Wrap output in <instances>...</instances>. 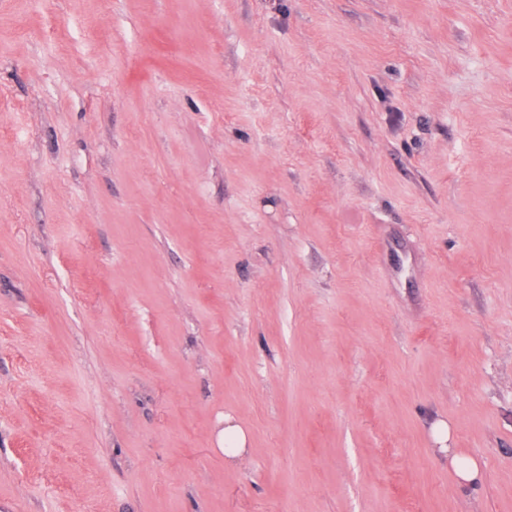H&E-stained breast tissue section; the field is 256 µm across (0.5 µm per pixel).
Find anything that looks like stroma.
Masks as SVG:
<instances>
[{"label": "stroma", "mask_w": 512, "mask_h": 512, "mask_svg": "<svg viewBox=\"0 0 512 512\" xmlns=\"http://www.w3.org/2000/svg\"><path fill=\"white\" fill-rule=\"evenodd\" d=\"M0 512H512V0H0ZM225 423H228L226 427H224V455L233 459L237 457L240 453V450L246 445V436L244 432L235 425L230 423V420H225ZM229 444V446H226ZM451 464L460 486H473L481 478L479 464L473 458L454 455Z\"/></svg>", "instance_id": "35a3bbf8"}]
</instances>
